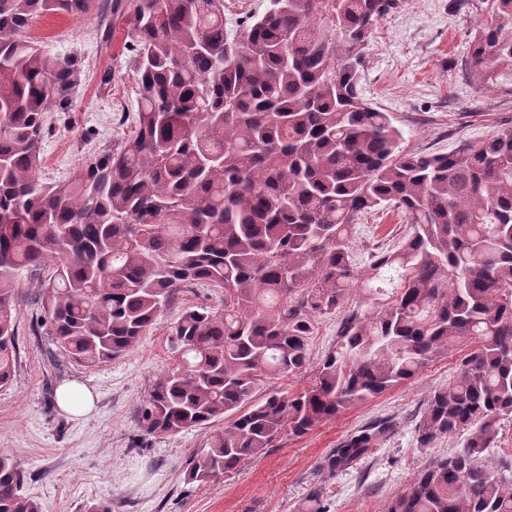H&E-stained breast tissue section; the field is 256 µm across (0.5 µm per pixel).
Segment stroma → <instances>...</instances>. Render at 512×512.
I'll list each match as a JSON object with an SVG mask.
<instances>
[{
  "label": "stroma",
  "mask_w": 512,
  "mask_h": 512,
  "mask_svg": "<svg viewBox=\"0 0 512 512\" xmlns=\"http://www.w3.org/2000/svg\"><path fill=\"white\" fill-rule=\"evenodd\" d=\"M489 20L481 0L464 8L453 0H401L379 20L365 54L363 91L402 130L406 149L446 153L464 139L512 125V92L502 89L512 85V73L474 83L457 65ZM27 36L47 53L83 59L72 107L53 113L37 170L40 179L62 183L86 158L131 132L137 86L130 54L123 29L106 30L97 13L48 14ZM107 70L108 93L98 80ZM407 230L396 213H378L358 225L352 244L361 255L378 243L393 246ZM17 292L18 366L13 382L0 387V451L20 463L26 473L23 492L39 501L42 512H83L96 501L110 502L112 512H307V496L316 486L325 488L330 512H381L421 468L465 441L459 433L422 448L415 438L429 394L455 379L469 350L459 343L412 379L308 435L284 436L277 447L216 481L188 484L182 470L201 446L203 431L147 433L138 409L154 380L172 365L165 342L170 324L188 306L219 304V294L207 288L184 293L161 311L140 343L112 362L86 368L60 353L47 361L49 336L30 332L40 314L38 284L19 276ZM71 382L91 392L89 413L75 416L58 408L56 392ZM371 423L388 427L380 445L352 469L329 471L326 456Z\"/></svg>",
  "instance_id": "35a3bbf8"
}]
</instances>
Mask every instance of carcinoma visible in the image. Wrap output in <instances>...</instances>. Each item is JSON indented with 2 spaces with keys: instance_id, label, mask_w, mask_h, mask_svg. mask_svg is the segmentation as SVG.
Returning a JSON list of instances; mask_svg holds the SVG:
<instances>
[{
  "instance_id": "obj_1",
  "label": "carcinoma",
  "mask_w": 512,
  "mask_h": 512,
  "mask_svg": "<svg viewBox=\"0 0 512 512\" xmlns=\"http://www.w3.org/2000/svg\"><path fill=\"white\" fill-rule=\"evenodd\" d=\"M486 2L491 23L459 61L476 80L512 68V0ZM398 6L270 0L234 36L224 0H112L132 52L135 125L53 183L37 177L45 114L70 110L82 60L43 52L25 31L100 0H0V386L17 370L23 272L41 288L37 328L84 367L122 356L178 295L216 288L220 305L188 307L169 326L174 363L138 410L151 434L209 430L185 470L205 484L469 341L416 426L422 447L461 430L466 443L383 512H512V460L480 465L512 420V126L446 154L402 147L360 77L373 28ZM379 209L411 232L361 270L351 237ZM358 288L370 309L341 320L308 385L258 395L307 369L316 324ZM386 429L361 427L327 469L352 468ZM24 478L1 453L0 512H41Z\"/></svg>"
}]
</instances>
